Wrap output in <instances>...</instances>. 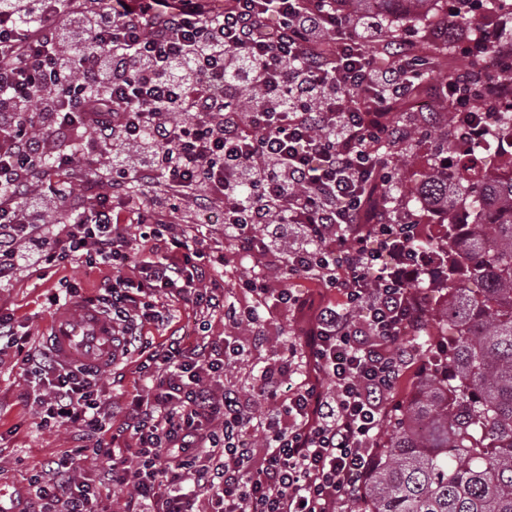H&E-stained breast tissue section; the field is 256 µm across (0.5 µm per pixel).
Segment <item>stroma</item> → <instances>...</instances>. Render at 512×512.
Segmentation results:
<instances>
[{
	"label": "stroma",
	"mask_w": 512,
	"mask_h": 512,
	"mask_svg": "<svg viewBox=\"0 0 512 512\" xmlns=\"http://www.w3.org/2000/svg\"><path fill=\"white\" fill-rule=\"evenodd\" d=\"M394 27L399 36H412L420 54L430 58L432 68L430 82L425 92H437L438 84L445 75L456 74L464 64L479 65L482 55L494 49L486 43L469 58L460 54L449 55L425 41L428 22L410 23L395 20ZM445 109L430 111L423 122L427 136L407 142L398 150L399 158L393 164L390 195L399 201L396 215L400 221L410 224L422 222L421 209L413 201V192L431 158L436 154L439 142L447 137L448 127L444 122ZM261 269L271 286H278L281 278L274 267L262 264L260 259L239 260L231 258L228 266L218 268L215 277L222 281L226 295L241 298L239 284L250 276L253 269ZM114 271L103 266L92 274L82 269L66 267L54 275L39 278L31 267L24 266L11 278L0 281V304L13 309L19 320L27 323L30 335L23 351H9L0 356V501L13 503L18 512H36L38 504L29 485L30 477L61 457L65 452L80 446V433L76 427H49L43 425L37 405L30 403L25 394L29 383L24 376L25 357L40 356L44 348V334L56 307L53 296L59 293L64 282L79 284L83 294L97 293L104 282L112 279ZM162 320L147 330L149 339L160 342L177 334L190 336L193 312L177 301H165L161 310ZM289 323L279 316L267 327L265 345L253 351L249 361L229 366L224 382L229 386L248 388L253 366L261 365L271 353L279 349L287 338Z\"/></svg>",
	"instance_id": "stroma-1"
}]
</instances>
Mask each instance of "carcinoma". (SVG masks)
I'll return each mask as SVG.
<instances>
[{
    "label": "carcinoma",
    "mask_w": 512,
    "mask_h": 512,
    "mask_svg": "<svg viewBox=\"0 0 512 512\" xmlns=\"http://www.w3.org/2000/svg\"><path fill=\"white\" fill-rule=\"evenodd\" d=\"M454 2L455 25H475L483 0ZM446 154L445 142L420 191L448 235L415 246L437 260L417 284L446 290L427 321L452 339L428 345L419 394L387 426L360 512H512V180L487 167L453 178Z\"/></svg>",
    "instance_id": "1"
}]
</instances>
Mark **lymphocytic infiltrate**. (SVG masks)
<instances>
[{
    "label": "lymphocytic infiltrate",
    "instance_id": "lymphocytic-infiltrate-1",
    "mask_svg": "<svg viewBox=\"0 0 512 512\" xmlns=\"http://www.w3.org/2000/svg\"><path fill=\"white\" fill-rule=\"evenodd\" d=\"M428 68L376 17L338 15L336 0L0 8V278L112 265L102 293L72 284L54 303L99 308L118 327L117 355H145L118 421L101 370L65 368L48 350L32 369L50 391L44 422L78 427L77 454L128 488L112 512H197L200 501L206 512H338L355 501L415 353L401 329L419 310L410 284L425 265L414 225L380 221L392 179L381 151L406 140L394 109ZM441 91L466 124L486 87L469 73ZM200 194L184 224L183 202ZM287 233L295 245L283 251ZM231 252L264 257L287 286L253 277L241 283L247 301L229 300L211 272ZM301 279L332 300L293 291ZM164 297L192 307L194 344L145 339ZM277 312L293 341L247 392L225 385L227 364L262 344ZM218 314L232 332L216 339ZM76 456L32 475L42 512H98L97 491L71 476Z\"/></svg>",
    "mask_w": 512,
    "mask_h": 512
}]
</instances>
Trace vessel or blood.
I'll return each instance as SVG.
<instances>
[{
  "label": "vessel or blood",
  "instance_id": "b4317fda",
  "mask_svg": "<svg viewBox=\"0 0 512 512\" xmlns=\"http://www.w3.org/2000/svg\"><path fill=\"white\" fill-rule=\"evenodd\" d=\"M48 345L64 366L104 368L114 352L112 320L89 305L59 308L48 329Z\"/></svg>",
  "mask_w": 512,
  "mask_h": 512
}]
</instances>
